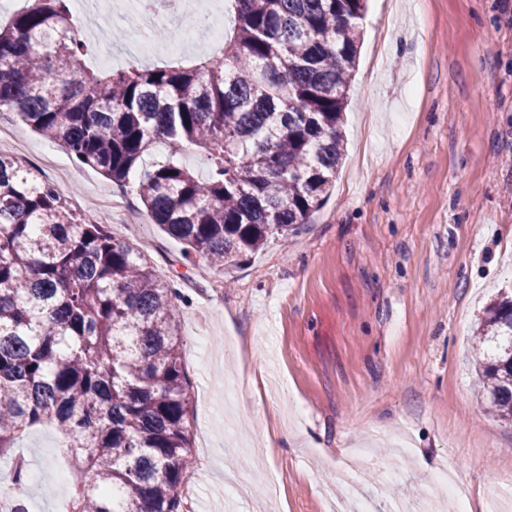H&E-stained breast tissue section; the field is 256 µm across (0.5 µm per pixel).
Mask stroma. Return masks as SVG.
I'll return each mask as SVG.
<instances>
[{
    "instance_id": "obj_1",
    "label": "stroma",
    "mask_w": 512,
    "mask_h": 512,
    "mask_svg": "<svg viewBox=\"0 0 512 512\" xmlns=\"http://www.w3.org/2000/svg\"><path fill=\"white\" fill-rule=\"evenodd\" d=\"M363 32L332 192L222 273L0 112V151L181 293L195 512H448L431 487L444 465L469 512H512V423L489 413L472 348L512 287V0H368ZM62 446L51 427L22 440L29 512H62ZM234 471L257 472L248 496Z\"/></svg>"
}]
</instances>
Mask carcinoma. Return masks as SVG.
<instances>
[{"mask_svg":"<svg viewBox=\"0 0 512 512\" xmlns=\"http://www.w3.org/2000/svg\"><path fill=\"white\" fill-rule=\"evenodd\" d=\"M0 25V112L130 188L150 220L218 271L310 221L343 156L366 0H234L202 61L104 73L73 0ZM168 154L147 165L158 141ZM201 150L208 175L182 163ZM180 298L102 221L0 153V457L31 428L67 443L65 512H180L191 406ZM479 381L512 420V295L478 318Z\"/></svg>","mask_w":512,"mask_h":512,"instance_id":"carcinoma-1","label":"carcinoma"}]
</instances>
